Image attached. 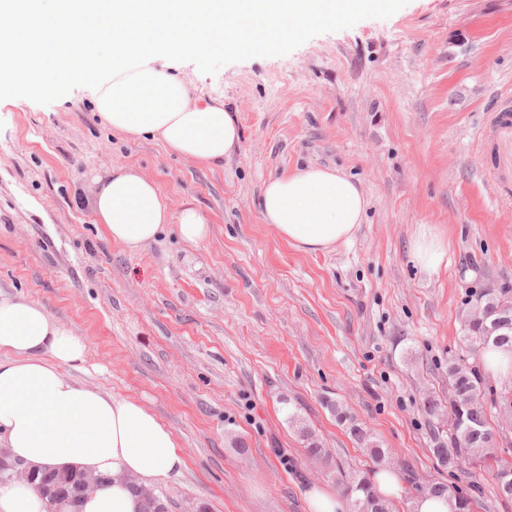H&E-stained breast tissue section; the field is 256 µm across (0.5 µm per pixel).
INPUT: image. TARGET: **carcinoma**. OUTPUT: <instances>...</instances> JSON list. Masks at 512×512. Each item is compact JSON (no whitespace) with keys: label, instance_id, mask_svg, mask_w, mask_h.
<instances>
[{"label":"carcinoma","instance_id":"1","mask_svg":"<svg viewBox=\"0 0 512 512\" xmlns=\"http://www.w3.org/2000/svg\"><path fill=\"white\" fill-rule=\"evenodd\" d=\"M469 306H479L484 309L486 319L481 324H470V315H465L463 342L473 357L490 345H512V298L508 291L500 288H486L469 301ZM460 360L448 361V384L454 399L448 404V410H441L437 403L429 399L424 402L425 414L437 418L438 421H448V430L437 426L430 430V440L433 444L432 453L437 462L446 467L464 469L472 461H483L492 454L496 445L494 430L488 424L486 405L495 406L512 403V392L502 391L493 387L476 365L471 368H459ZM326 406L336 414L337 419L347 425L351 435L366 451L376 464L386 461V450L381 448L373 434L349 415L345 409L333 401ZM297 430L298 436L309 454H317L332 460L321 442L299 417L292 413L288 416ZM337 480L347 499L349 512H384L390 501L376 494L368 479L356 472L346 471L340 465L336 466ZM74 472L48 470L38 477L37 482L51 495L52 498L66 497L71 493ZM450 493L457 498L458 512H472L475 502L474 494L480 492L477 482L470 483L469 491L449 488L445 484L435 483L425 489L430 495Z\"/></svg>","mask_w":512,"mask_h":512}]
</instances>
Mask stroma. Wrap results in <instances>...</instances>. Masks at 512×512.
<instances>
[{
	"mask_svg": "<svg viewBox=\"0 0 512 512\" xmlns=\"http://www.w3.org/2000/svg\"><path fill=\"white\" fill-rule=\"evenodd\" d=\"M154 64L192 100L223 98L239 147L208 167L113 132L80 85L0 89V291L86 338L66 376L137 398L171 428L186 466L155 484L171 512H308L307 491L336 476L308 458L292 413L373 477L329 400L411 470L393 512L421 486L474 478V512H512L486 463L438 466L423 411L448 403L471 292L512 289V151L490 121L512 94V0H389L264 50ZM308 164L359 181L367 200L351 241L316 253L259 207L270 177ZM125 165L172 209L193 201L208 239L169 228L135 252L109 241L93 178ZM424 226L448 246L435 273L411 256Z\"/></svg>",
	"mask_w": 512,
	"mask_h": 512,
	"instance_id": "1",
	"label": "stroma"
}]
</instances>
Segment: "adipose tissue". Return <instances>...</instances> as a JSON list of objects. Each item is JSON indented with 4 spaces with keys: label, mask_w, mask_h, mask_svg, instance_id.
<instances>
[{
    "label": "adipose tissue",
    "mask_w": 512,
    "mask_h": 512,
    "mask_svg": "<svg viewBox=\"0 0 512 512\" xmlns=\"http://www.w3.org/2000/svg\"><path fill=\"white\" fill-rule=\"evenodd\" d=\"M385 0H0V87L90 85L101 118L128 137L150 136L203 165L223 162L240 130L220 98L193 102L187 83L155 67L160 54L205 62L214 49H261ZM106 30H99L100 20ZM94 183L106 237L136 251L175 225L190 244L209 227L192 202L172 210L156 182L132 166ZM367 201L358 183L325 166L265 182L261 216L308 253L349 241ZM83 336L40 303L0 293V446L32 469L89 471L103 485L79 504L48 502L34 487L0 482V512H141L127 476L148 485L181 471L172 430L141 401L67 378L86 360Z\"/></svg>",
    "instance_id": "adipose-tissue-1"
}]
</instances>
